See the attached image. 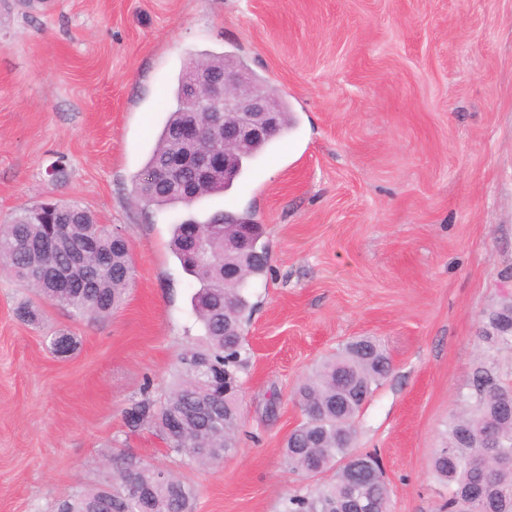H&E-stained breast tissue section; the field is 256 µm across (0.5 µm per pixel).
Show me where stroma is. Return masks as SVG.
<instances>
[{
    "label": "stroma",
    "mask_w": 512,
    "mask_h": 512,
    "mask_svg": "<svg viewBox=\"0 0 512 512\" xmlns=\"http://www.w3.org/2000/svg\"><path fill=\"white\" fill-rule=\"evenodd\" d=\"M205 52L244 60L294 123L224 194L137 205L177 76ZM47 197L123 234L133 282L107 318L41 301L31 325L16 308L33 292L0 272V512H56L128 457L193 485V512H282L306 483L284 459L293 390L360 336L392 370L354 446L377 453L391 512H438L431 459L512 292V0H0V224ZM218 209L251 211L271 270L248 288L236 450L202 466L124 410L165 401L201 340L171 230Z\"/></svg>",
    "instance_id": "35a3bbf8"
}]
</instances>
